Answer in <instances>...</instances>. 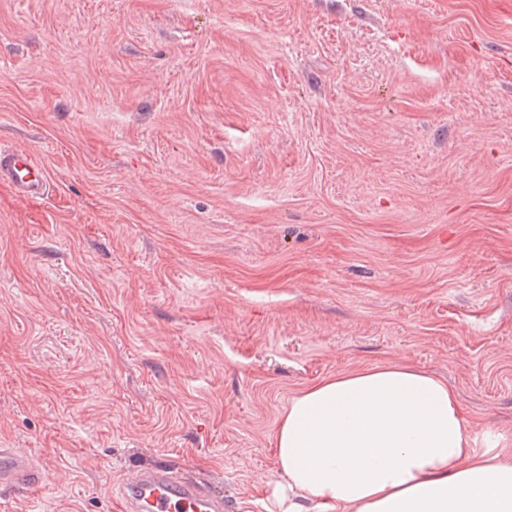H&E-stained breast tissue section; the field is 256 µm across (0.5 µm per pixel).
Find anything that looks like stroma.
<instances>
[{"label":"stroma","instance_id":"obj_1","mask_svg":"<svg viewBox=\"0 0 512 512\" xmlns=\"http://www.w3.org/2000/svg\"><path fill=\"white\" fill-rule=\"evenodd\" d=\"M0 145V512H279L290 400L392 363L512 454V0H0ZM0 182L9 185L23 200L39 199L48 190V176L41 162L20 150L0 149ZM33 461L14 448H0V486L16 491H29L38 486L32 480ZM124 512H224L223 497L166 465L140 469L120 490Z\"/></svg>","mask_w":512,"mask_h":512}]
</instances>
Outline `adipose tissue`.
I'll list each match as a JSON object with an SVG mask.
<instances>
[{
  "label": "adipose tissue",
  "instance_id": "obj_1",
  "mask_svg": "<svg viewBox=\"0 0 512 512\" xmlns=\"http://www.w3.org/2000/svg\"><path fill=\"white\" fill-rule=\"evenodd\" d=\"M275 441L281 512H512V456L473 448L455 391L408 364L306 388Z\"/></svg>",
  "mask_w": 512,
  "mask_h": 512
}]
</instances>
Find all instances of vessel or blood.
I'll use <instances>...</instances> for the list:
<instances>
[{
  "mask_svg": "<svg viewBox=\"0 0 512 512\" xmlns=\"http://www.w3.org/2000/svg\"><path fill=\"white\" fill-rule=\"evenodd\" d=\"M0 182L16 196L34 200L46 195L48 176L41 162L20 150H0ZM33 461L14 449L0 448V486L16 491L34 489ZM124 512H224L223 498L204 491L170 467L140 469L120 490Z\"/></svg>",
  "mask_w": 512,
  "mask_h": 512,
  "instance_id": "1",
  "label": "vessel or blood"
}]
</instances>
